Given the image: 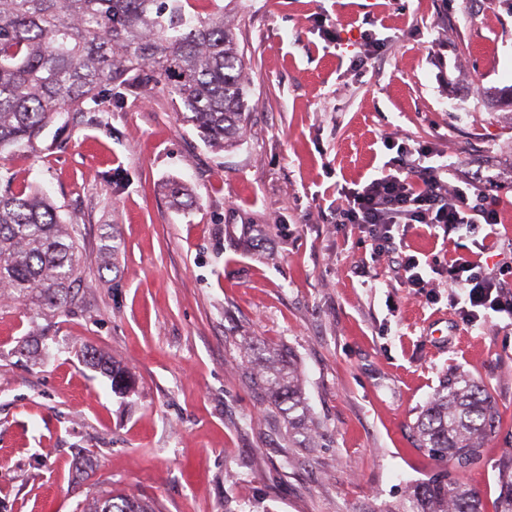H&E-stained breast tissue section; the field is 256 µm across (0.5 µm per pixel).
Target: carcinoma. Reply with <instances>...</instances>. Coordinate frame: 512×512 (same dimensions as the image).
I'll list each match as a JSON object with an SVG mask.
<instances>
[{"label": "carcinoma", "mask_w": 512, "mask_h": 512, "mask_svg": "<svg viewBox=\"0 0 512 512\" xmlns=\"http://www.w3.org/2000/svg\"><path fill=\"white\" fill-rule=\"evenodd\" d=\"M189 0H0V153L34 145L69 112L84 111L114 87H132L148 73L179 100L182 121L210 147L236 145L247 119L248 84L237 34L224 9L205 17ZM76 224L61 218L43 192L0 191V297L29 306L33 317L74 303L80 256ZM85 364L133 391L128 369L82 343ZM261 404L277 410L293 433L307 407L289 348L248 361ZM498 406L470 374L445 378L414 425L418 447L437 470L410 485L380 512H483L480 493L458 477L475 464L500 429ZM495 512H512V454L496 473ZM81 512H154L139 498L110 492L87 498Z\"/></svg>", "instance_id": "obj_1"}]
</instances>
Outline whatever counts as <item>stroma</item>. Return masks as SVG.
Instances as JSON below:
<instances>
[{"label": "stroma", "instance_id": "obj_1", "mask_svg": "<svg viewBox=\"0 0 512 512\" xmlns=\"http://www.w3.org/2000/svg\"><path fill=\"white\" fill-rule=\"evenodd\" d=\"M224 8L247 63L246 131L218 151L147 84L102 97L0 155V190L40 186L78 229L84 285L69 313L0 305V512H79L128 493L155 512H380L436 465L414 423L449 371L472 373L502 425L461 473L494 512L512 449V320L468 325L439 285L403 287L392 258L336 221L342 188L380 176L384 136L448 164L512 171V0H197ZM333 26L337 41L324 34ZM381 41L355 68L363 33ZM191 202L172 208L167 188ZM499 225L410 230L403 248L489 267L512 258V183ZM114 254L100 270L101 248ZM363 265L357 276L355 265ZM108 351L128 398L76 353ZM289 348L318 437L289 434L245 377ZM94 473L71 481L77 452Z\"/></svg>", "mask_w": 512, "mask_h": 512}]
</instances>
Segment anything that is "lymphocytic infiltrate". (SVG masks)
Returning <instances> with one entry per match:
<instances>
[{"label":"lymphocytic infiltrate","mask_w":512,"mask_h":512,"mask_svg":"<svg viewBox=\"0 0 512 512\" xmlns=\"http://www.w3.org/2000/svg\"><path fill=\"white\" fill-rule=\"evenodd\" d=\"M385 146L397 155L386 162L382 175L360 187L342 189V203L336 209L340 223L356 225L384 251L396 252V273L404 287H427L433 274L446 278L465 322L478 321L484 310L512 317V289L500 271L462 255L441 264L394 248L396 237L419 224L472 232L483 224L500 223L492 190L502 182L503 172L494 167L471 173L447 164L429 165L435 150L427 145L389 140ZM412 168L418 169V180L406 177Z\"/></svg>","instance_id":"1"}]
</instances>
